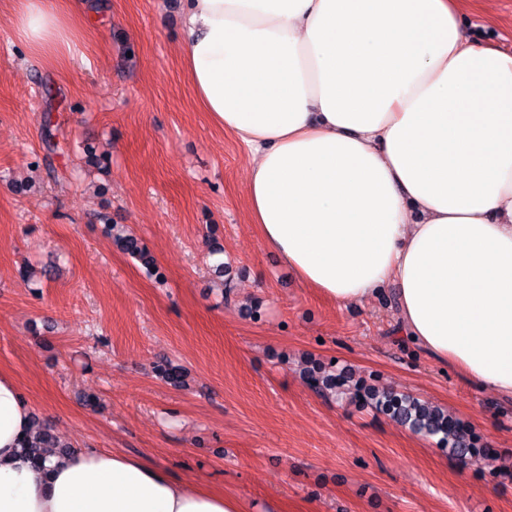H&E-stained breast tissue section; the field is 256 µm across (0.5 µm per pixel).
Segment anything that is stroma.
Here are the masks:
<instances>
[{
	"instance_id": "1",
	"label": "stroma",
	"mask_w": 512,
	"mask_h": 512,
	"mask_svg": "<svg viewBox=\"0 0 512 512\" xmlns=\"http://www.w3.org/2000/svg\"><path fill=\"white\" fill-rule=\"evenodd\" d=\"M13 5L0 0V372L39 424L248 512H512V397L414 350L393 289L330 302L263 242L246 205L252 158L201 110L182 64L184 0H88L57 64L17 40ZM464 14L474 40L512 50V0L489 15L466 0ZM111 223L159 277L113 245ZM162 360L185 385L156 376ZM310 361L448 409L494 467L315 392L300 375Z\"/></svg>"
}]
</instances>
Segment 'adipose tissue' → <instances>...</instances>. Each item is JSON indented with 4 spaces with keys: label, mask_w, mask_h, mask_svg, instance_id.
I'll return each instance as SVG.
<instances>
[{
    "label": "adipose tissue",
    "mask_w": 512,
    "mask_h": 512,
    "mask_svg": "<svg viewBox=\"0 0 512 512\" xmlns=\"http://www.w3.org/2000/svg\"><path fill=\"white\" fill-rule=\"evenodd\" d=\"M462 0H186L196 99L250 152L267 247L332 302L397 286L399 332L512 396V51L475 42ZM80 0H16L31 53L63 59ZM28 399L0 373V512H247L145 460L21 451Z\"/></svg>",
    "instance_id": "obj_1"
}]
</instances>
